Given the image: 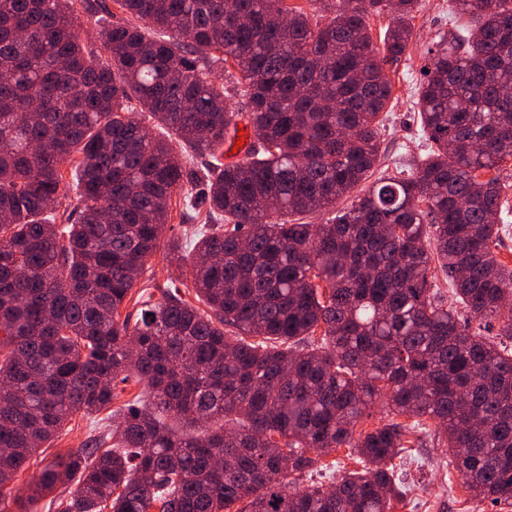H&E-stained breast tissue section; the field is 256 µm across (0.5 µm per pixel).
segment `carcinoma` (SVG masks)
Returning <instances> with one entry per match:
<instances>
[{
	"mask_svg": "<svg viewBox=\"0 0 512 512\" xmlns=\"http://www.w3.org/2000/svg\"><path fill=\"white\" fill-rule=\"evenodd\" d=\"M88 2L0 0V493L133 377L151 406L111 411L106 441L47 464L16 512L75 474L61 512H394L405 490L389 463L427 419L465 489L512 506V268L496 253L512 0H453L467 22L428 48L416 102L425 161L325 224L301 216L375 172L386 66L418 0H344L322 26L286 0H113L144 26L85 44ZM384 13L379 50L368 20ZM241 118L255 140L226 163ZM197 180L208 210L191 262L175 243L167 257L207 309L146 285L121 313L173 197L199 215ZM70 191L77 219L61 226L52 205ZM492 323L499 341L482 334ZM376 406L384 420L362 427ZM338 448L362 469L296 488Z\"/></svg>",
	"mask_w": 512,
	"mask_h": 512,
	"instance_id": "cac0c4a2",
	"label": "carcinoma"
}]
</instances>
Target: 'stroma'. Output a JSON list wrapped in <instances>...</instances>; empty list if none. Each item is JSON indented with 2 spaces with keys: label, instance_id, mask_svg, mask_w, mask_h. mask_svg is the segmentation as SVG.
Returning a JSON list of instances; mask_svg holds the SVG:
<instances>
[{
  "label": "stroma",
  "instance_id": "35a3bbf8",
  "mask_svg": "<svg viewBox=\"0 0 512 512\" xmlns=\"http://www.w3.org/2000/svg\"><path fill=\"white\" fill-rule=\"evenodd\" d=\"M451 0H419L412 21L413 36L401 61L388 69L392 82L391 110L380 132L379 157L382 168L396 170L422 161L429 144L422 131L415 104L417 88L428 63L427 49L433 39L451 29ZM181 204H174L162 237L163 247L150 256L140 276L147 284L176 282L187 300H194L191 277L167 260L166 243H188L192 224L183 222ZM107 411L76 413L50 441L27 463L14 482L15 490H25L28 480L56 457L88 447L102 435L108 423ZM394 472L407 486L406 504L396 512H512V507L493 505L466 491L433 432H420L419 440L392 461Z\"/></svg>",
  "mask_w": 512,
  "mask_h": 512
}]
</instances>
